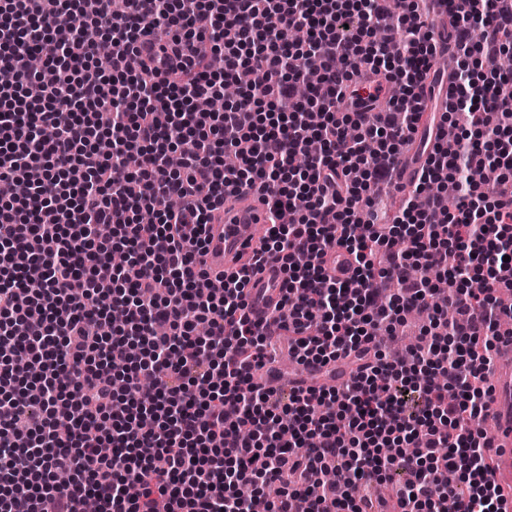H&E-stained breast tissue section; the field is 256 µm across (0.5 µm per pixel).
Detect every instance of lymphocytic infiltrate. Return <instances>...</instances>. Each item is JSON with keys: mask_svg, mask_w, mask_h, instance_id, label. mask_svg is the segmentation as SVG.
<instances>
[{"mask_svg": "<svg viewBox=\"0 0 512 512\" xmlns=\"http://www.w3.org/2000/svg\"><path fill=\"white\" fill-rule=\"evenodd\" d=\"M439 2L125 0L117 13L112 0H0V512H83L90 499L98 512H374L354 490L384 481L401 512H506L478 424L512 319L495 296L512 280V71L494 65L512 52V0H457L441 121L458 132L423 149L393 223L375 210L433 90L426 19ZM61 14L69 35L45 82L32 59ZM379 27L401 32L397 53ZM251 67L263 84L193 110ZM256 186L265 242L212 292L207 226L226 190ZM160 196L176 207L142 223ZM333 247L350 279L326 272ZM263 262L284 275L273 320L297 362L357 364L348 380L255 381L269 337L246 286ZM418 307L429 325L415 350L386 358L379 328ZM318 469L350 481L314 484ZM450 469L462 487L433 494Z\"/></svg>", "mask_w": 512, "mask_h": 512, "instance_id": "1", "label": "lymphocytic infiltrate"}]
</instances>
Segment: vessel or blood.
<instances>
[{"label": "vessel or blood", "instance_id": "vessel-or-blood-1", "mask_svg": "<svg viewBox=\"0 0 512 512\" xmlns=\"http://www.w3.org/2000/svg\"><path fill=\"white\" fill-rule=\"evenodd\" d=\"M257 189L249 188L224 197V210L219 221L210 225L205 254L210 273L229 272L239 268L254 249V240L247 229L266 223ZM250 301H278L283 294V276L277 264H265L262 271L250 276L247 285ZM492 393L487 423L494 430L490 455L492 479L512 505V336L502 337L495 352Z\"/></svg>", "mask_w": 512, "mask_h": 512}]
</instances>
